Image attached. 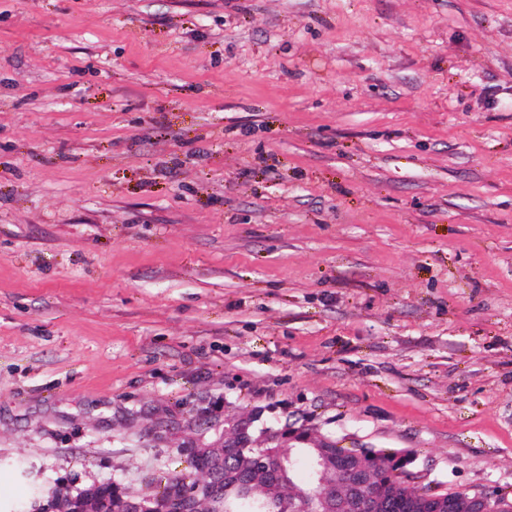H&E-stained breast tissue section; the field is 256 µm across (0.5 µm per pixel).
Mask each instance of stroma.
<instances>
[{"label":"stroma","mask_w":512,"mask_h":512,"mask_svg":"<svg viewBox=\"0 0 512 512\" xmlns=\"http://www.w3.org/2000/svg\"><path fill=\"white\" fill-rule=\"evenodd\" d=\"M228 409L512 498V0H0V512Z\"/></svg>","instance_id":"35a3bbf8"}]
</instances>
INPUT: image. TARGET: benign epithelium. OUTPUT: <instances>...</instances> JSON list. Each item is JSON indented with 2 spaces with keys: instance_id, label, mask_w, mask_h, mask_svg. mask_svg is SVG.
<instances>
[{
  "instance_id": "benign-epithelium-1",
  "label": "benign epithelium",
  "mask_w": 512,
  "mask_h": 512,
  "mask_svg": "<svg viewBox=\"0 0 512 512\" xmlns=\"http://www.w3.org/2000/svg\"><path fill=\"white\" fill-rule=\"evenodd\" d=\"M257 416L227 414L224 416V444L216 462L218 467L206 469L195 494L185 497L172 494L160 501L149 497L121 495L112 500L96 498L94 485L76 495L57 496L45 507L47 512H87V504L97 506V512H199L198 505L224 498L225 484L234 482L248 488L263 481L288 512H512V499L486 491L446 489L440 492H413L409 486L418 479L410 469L412 460L399 455L393 460L368 459L363 449L342 454L334 451V443L317 438L303 428L288 426L276 434H264V441L277 442L282 447L294 448L304 444L315 452L317 475L331 470L334 478L319 480L321 492L318 506L286 480V466L278 457L263 453H248L254 447L252 428ZM401 463L402 483L384 482L380 474Z\"/></svg>"
}]
</instances>
